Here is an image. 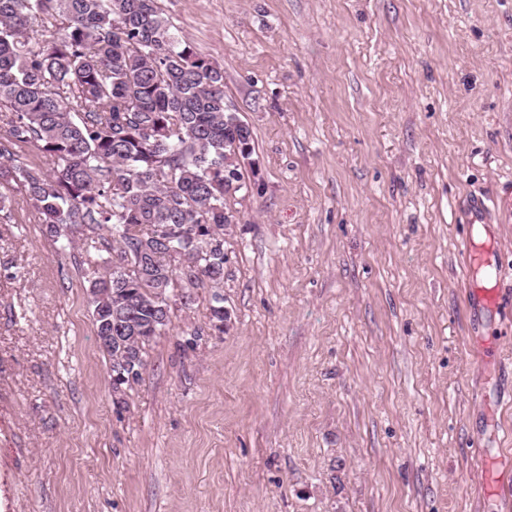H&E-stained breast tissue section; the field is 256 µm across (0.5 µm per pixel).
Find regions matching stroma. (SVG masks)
<instances>
[{
  "label": "stroma",
  "mask_w": 512,
  "mask_h": 512,
  "mask_svg": "<svg viewBox=\"0 0 512 512\" xmlns=\"http://www.w3.org/2000/svg\"><path fill=\"white\" fill-rule=\"evenodd\" d=\"M159 4L253 131L231 322L208 334V288L174 304L116 405L86 250L59 253L14 194L0 512H512V0ZM475 197L508 299L479 318Z\"/></svg>",
  "instance_id": "35a3bbf8"
}]
</instances>
